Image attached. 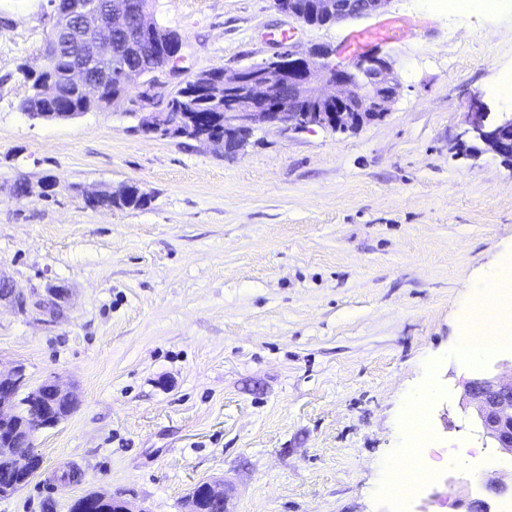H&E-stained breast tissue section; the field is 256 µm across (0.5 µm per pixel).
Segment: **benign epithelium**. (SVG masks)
Returning <instances> with one entry per match:
<instances>
[{"label":"benign epithelium","instance_id":"obj_1","mask_svg":"<svg viewBox=\"0 0 512 512\" xmlns=\"http://www.w3.org/2000/svg\"><path fill=\"white\" fill-rule=\"evenodd\" d=\"M385 0H319L321 12L335 14V21L370 15ZM54 18L52 26L54 47L70 48L71 82L90 97H98L109 78L108 64L112 61L113 37L131 36L137 32L141 7L137 0H87L68 11L60 10V0L49 2ZM165 59L158 73L131 72L128 81L149 94H163L157 74L179 75L185 56L183 42H171L164 52ZM329 52L315 48L299 54L292 47H282L260 64L249 65L231 75L222 74V81L214 91V101L224 100V112L218 115L224 131L252 134L254 130L283 128L304 132L315 128L333 132H352L361 127L359 114L388 113L395 98L397 84L386 61L376 54L360 57L351 67L338 68L328 62ZM315 84H324L332 92L316 95ZM308 101L328 105L326 112H307L302 103ZM168 129L176 136L195 131L189 113L157 112L149 109L140 120V129L158 133ZM470 141L481 143L485 150L495 154L512 155V111L502 112L490 119L476 101L465 118L460 134ZM24 309L56 317L61 309L47 312L44 298L33 294L26 298ZM27 388L26 374L16 365L0 370V416L14 409V394ZM66 396L77 401L75 394L58 380L43 381L34 393ZM466 405L482 433L493 447L512 455V378L488 373L472 381L465 395Z\"/></svg>","mask_w":512,"mask_h":512}]
</instances>
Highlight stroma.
Listing matches in <instances>:
<instances>
[{
  "mask_svg": "<svg viewBox=\"0 0 512 512\" xmlns=\"http://www.w3.org/2000/svg\"><path fill=\"white\" fill-rule=\"evenodd\" d=\"M184 43L180 78L258 64L282 42L350 66L375 53L398 94L357 131L258 129L241 149L139 131L125 109L30 119L21 66L42 65L47 0H0V276L66 292L45 321L0 300V369L74 389L40 433L42 467L0 512H70L119 494L138 512H188L200 483L224 512H456L494 453L469 382L512 360L452 354L472 288L512 252V160L464 148L473 101L498 114L512 10L386 0L309 25L274 0H151ZM32 195L16 199L14 186ZM136 185L144 208H91ZM456 463L405 505L381 463L410 447L409 399ZM77 468L61 486L56 474Z\"/></svg>",
  "mask_w": 512,
  "mask_h": 512,
  "instance_id": "stroma-1",
  "label": "stroma"
}]
</instances>
